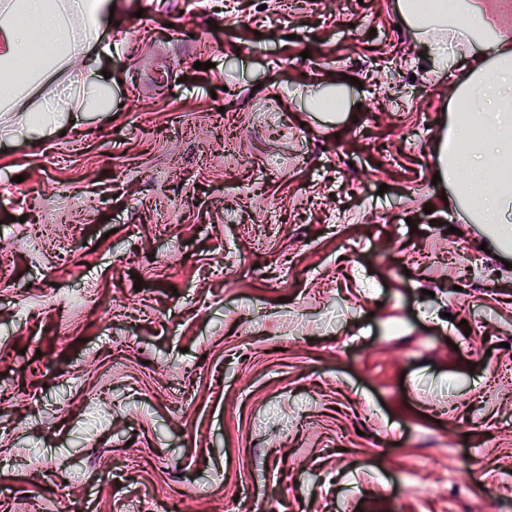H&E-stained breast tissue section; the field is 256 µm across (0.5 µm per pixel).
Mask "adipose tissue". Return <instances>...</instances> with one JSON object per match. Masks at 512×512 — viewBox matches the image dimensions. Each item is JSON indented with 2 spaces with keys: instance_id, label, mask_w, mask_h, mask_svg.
<instances>
[{
  "instance_id": "obj_1",
  "label": "adipose tissue",
  "mask_w": 512,
  "mask_h": 512,
  "mask_svg": "<svg viewBox=\"0 0 512 512\" xmlns=\"http://www.w3.org/2000/svg\"><path fill=\"white\" fill-rule=\"evenodd\" d=\"M111 5L112 0H5L0 6V106L10 111L13 136L53 135L61 115L82 111L84 82L74 81L64 98L34 110L23 88L67 57L75 39L95 45ZM397 7L409 28L428 35L440 65L461 70L451 84L453 98H468L479 107L473 118L482 137L471 142L456 116H449L435 169L464 219L486 225L498 249L512 252V29L501 27L479 0H455L454 7L436 9L421 0H398ZM19 15L39 18L48 53L25 58L30 35L14 25Z\"/></svg>"
}]
</instances>
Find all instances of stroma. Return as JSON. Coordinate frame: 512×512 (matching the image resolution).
Returning <instances> with one entry per match:
<instances>
[{
  "label": "stroma",
  "mask_w": 512,
  "mask_h": 512,
  "mask_svg": "<svg viewBox=\"0 0 512 512\" xmlns=\"http://www.w3.org/2000/svg\"><path fill=\"white\" fill-rule=\"evenodd\" d=\"M396 2L113 0L108 107L0 126V512H512V267Z\"/></svg>",
  "instance_id": "1"
}]
</instances>
